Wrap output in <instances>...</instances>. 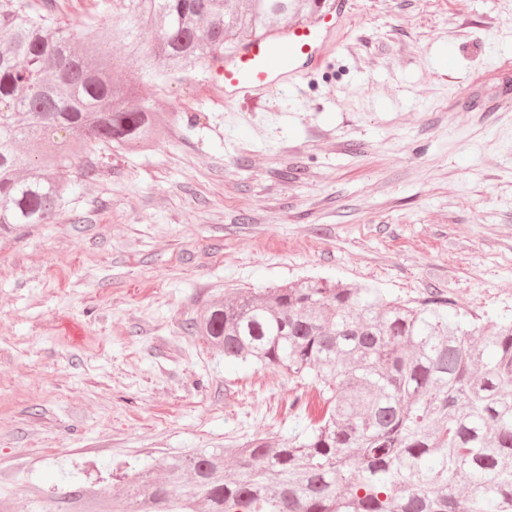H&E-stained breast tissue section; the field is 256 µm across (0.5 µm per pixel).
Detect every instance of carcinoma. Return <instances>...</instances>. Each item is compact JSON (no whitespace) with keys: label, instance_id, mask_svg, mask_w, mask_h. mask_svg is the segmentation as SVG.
Returning <instances> with one entry per match:
<instances>
[{"label":"carcinoma","instance_id":"carcinoma-1","mask_svg":"<svg viewBox=\"0 0 512 512\" xmlns=\"http://www.w3.org/2000/svg\"><path fill=\"white\" fill-rule=\"evenodd\" d=\"M331 0H112L78 28L48 0H0V234L52 224L95 148L143 153L168 126L131 107L128 61L164 81L224 42L309 18ZM83 152L80 172L70 156ZM430 296L304 280L238 289L187 322L229 365L281 368L314 387L322 419L280 445L196 448L124 473L95 512H512V319L451 313ZM50 500L76 512L66 478Z\"/></svg>","mask_w":512,"mask_h":512}]
</instances>
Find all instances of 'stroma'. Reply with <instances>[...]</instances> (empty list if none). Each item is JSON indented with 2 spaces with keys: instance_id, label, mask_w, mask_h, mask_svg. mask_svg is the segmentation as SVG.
Returning a JSON list of instances; mask_svg holds the SVG:
<instances>
[{
  "instance_id": "obj_1",
  "label": "stroma",
  "mask_w": 512,
  "mask_h": 512,
  "mask_svg": "<svg viewBox=\"0 0 512 512\" xmlns=\"http://www.w3.org/2000/svg\"><path fill=\"white\" fill-rule=\"evenodd\" d=\"M326 66L225 100L216 63L122 76L195 115L97 149L59 223L0 235V501L49 512L60 472L283 442L286 370L230 366L186 322L303 278L512 317V0H351Z\"/></svg>"
}]
</instances>
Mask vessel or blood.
I'll use <instances>...</instances> for the list:
<instances>
[{"label":"vessel or blood","instance_id":"vessel-or-blood-1","mask_svg":"<svg viewBox=\"0 0 512 512\" xmlns=\"http://www.w3.org/2000/svg\"><path fill=\"white\" fill-rule=\"evenodd\" d=\"M348 0L305 25H292L269 38H256L224 59V96L232 99L257 90L287 87L289 77L321 67L327 46L346 17Z\"/></svg>","mask_w":512,"mask_h":512}]
</instances>
